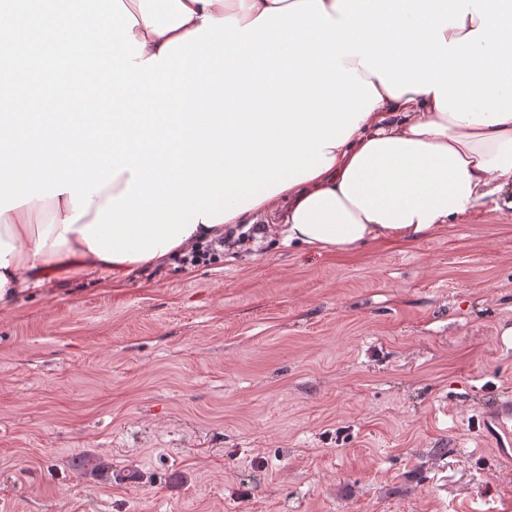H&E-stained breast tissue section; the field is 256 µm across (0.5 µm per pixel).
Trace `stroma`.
Here are the masks:
<instances>
[{"mask_svg": "<svg viewBox=\"0 0 512 512\" xmlns=\"http://www.w3.org/2000/svg\"><path fill=\"white\" fill-rule=\"evenodd\" d=\"M262 239L0 311V512H512V421L480 423L512 399V211L348 260Z\"/></svg>", "mask_w": 512, "mask_h": 512, "instance_id": "obj_1", "label": "stroma"}]
</instances>
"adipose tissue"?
Wrapping results in <instances>:
<instances>
[{
  "mask_svg": "<svg viewBox=\"0 0 512 512\" xmlns=\"http://www.w3.org/2000/svg\"><path fill=\"white\" fill-rule=\"evenodd\" d=\"M137 18L131 31L144 43L143 58L197 30L204 17L237 18L246 25L264 10L293 0H123ZM382 99L350 138L327 148L330 169L292 185L233 220L197 223L183 243L139 261H109L82 235L101 206L126 190L130 172L93 194L72 227L69 193L52 197L53 216L42 223L33 200L0 214V310L26 289L39 287L49 270L69 266L104 282L164 267L192 243L207 241L231 224H262L284 244L317 254L346 255L366 243L409 244L465 219L486 201L512 210V119L475 125L440 112L434 93L406 92Z\"/></svg>",
  "mask_w": 512,
  "mask_h": 512,
  "instance_id": "adipose-tissue-1",
  "label": "adipose tissue"
}]
</instances>
